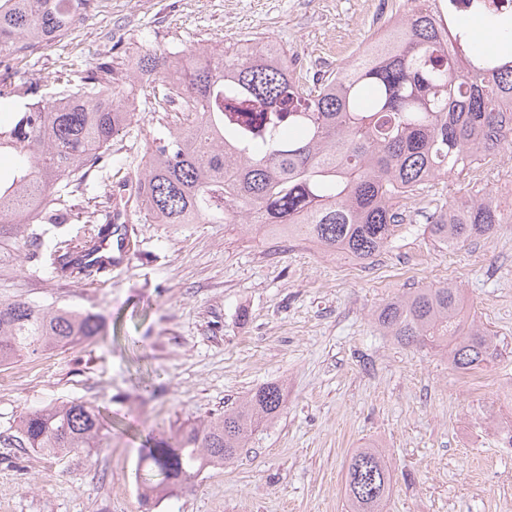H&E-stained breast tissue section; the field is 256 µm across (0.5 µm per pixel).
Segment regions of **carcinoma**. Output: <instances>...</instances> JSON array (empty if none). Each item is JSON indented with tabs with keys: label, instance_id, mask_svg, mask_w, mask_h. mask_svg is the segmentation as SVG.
I'll list each match as a JSON object with an SVG mask.
<instances>
[{
	"label": "carcinoma",
	"instance_id": "carcinoma-1",
	"mask_svg": "<svg viewBox=\"0 0 512 512\" xmlns=\"http://www.w3.org/2000/svg\"><path fill=\"white\" fill-rule=\"evenodd\" d=\"M93 0H0V53L27 58L40 41L57 40L86 18ZM374 55L312 79L292 73L278 48L268 59L209 46L184 61L151 50L132 70L99 64L67 103L32 101L34 91L0 78V156L15 159L0 179V251L23 245L29 258L61 277L89 280L83 262L104 231L91 222L82 241L44 249L46 224H61L62 184L81 180L135 122L126 103L153 99L163 132L142 158L138 213L154 224H225L271 239L314 241L327 253L366 261L385 248L406 206L427 184L460 178L512 144V52L470 55L467 31L403 8ZM512 224V208L479 189L436 206L432 235L454 248L492 238ZM377 322L399 344L433 348L451 366L473 372L493 362L497 344L465 320L461 289L418 288L381 306ZM91 312L27 302L0 303V365L25 353L61 349L100 335ZM284 389L268 383L206 423L180 426L154 440L143 505L171 486L189 487L203 471L239 455L277 418ZM98 414L69 401L28 412L1 448H34L62 460L102 447ZM392 475L375 448L355 451L344 467L349 512H383Z\"/></svg>",
	"mask_w": 512,
	"mask_h": 512
}]
</instances>
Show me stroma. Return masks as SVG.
Here are the masks:
<instances>
[{
	"instance_id": "35a3bbf8",
	"label": "stroma",
	"mask_w": 512,
	"mask_h": 512,
	"mask_svg": "<svg viewBox=\"0 0 512 512\" xmlns=\"http://www.w3.org/2000/svg\"><path fill=\"white\" fill-rule=\"evenodd\" d=\"M395 0H98L79 29L12 70L51 99L78 89L107 55L134 65L152 49L188 51L255 34L323 74L337 43L367 40ZM61 71L64 82L40 85ZM159 126L140 110L105 160L70 187L47 246L78 239L86 216L110 205L130 159ZM488 188L512 203V149L467 180L433 182L372 259L353 266L220 224H151L134 217L135 252L105 281L54 276L25 250L0 262V301L100 314V336L0 366V431L45 405L78 400L98 411L106 446L59 461L0 447V512H142L136 473L149 437L209 419L225 403L277 382L281 414L233 461L171 489L152 512H346L344 466L357 449L383 451L393 471L384 512H512V224L489 240L438 245L426 222L440 202ZM456 285L499 356L462 374L428 349L379 327L384 303Z\"/></svg>"
}]
</instances>
